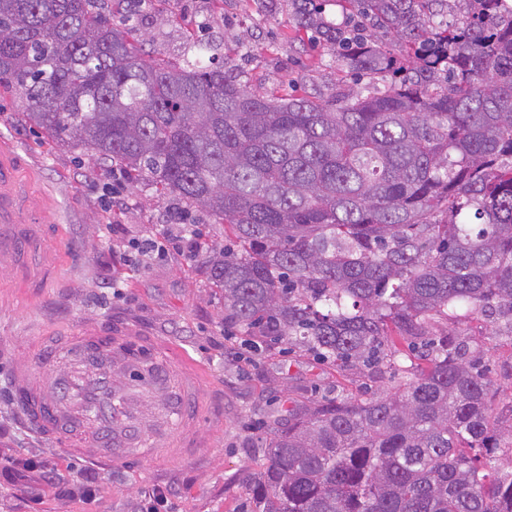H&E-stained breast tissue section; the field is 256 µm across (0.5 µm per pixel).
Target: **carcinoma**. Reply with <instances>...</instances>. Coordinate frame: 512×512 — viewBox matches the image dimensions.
I'll use <instances>...</instances> for the list:
<instances>
[{
	"label": "carcinoma",
	"mask_w": 512,
	"mask_h": 512,
	"mask_svg": "<svg viewBox=\"0 0 512 512\" xmlns=\"http://www.w3.org/2000/svg\"><path fill=\"white\" fill-rule=\"evenodd\" d=\"M342 2L401 57L320 0H291L296 29L352 70L396 74L383 89L259 95L212 61L146 58L97 0H0V95L25 100L45 142L224 225L223 246L199 243L224 320L336 365L378 371L401 343L414 351L380 396L293 409L250 512H512L491 381L436 331L463 308L512 337V14L501 0Z\"/></svg>",
	"instance_id": "cac0c4a2"
}]
</instances>
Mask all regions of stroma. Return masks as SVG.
I'll use <instances>...</instances> for the list:
<instances>
[{
  "label": "stroma",
  "instance_id": "obj_1",
  "mask_svg": "<svg viewBox=\"0 0 512 512\" xmlns=\"http://www.w3.org/2000/svg\"><path fill=\"white\" fill-rule=\"evenodd\" d=\"M113 22L141 28L145 52L168 65H184L196 53L193 40L223 61L228 74L269 96L330 100L369 88H384L388 77L354 73L335 47L297 31L290 0H103ZM24 103L0 99V141L14 146L33 172L32 194L48 204L39 220L57 228L44 251L26 250V265L50 252L60 270L37 296L21 288L16 273L0 268V444L4 455H41L57 469L60 488L41 503L27 505L0 477V512H248V489L264 467V447L287 425L292 409L316 399L371 396L397 385L409 361L376 372L360 365L338 366L302 351L281 352L225 322L224 303L200 261L171 255L144 266L127 264L129 239L155 238L174 198L157 199L148 186H114L112 167L77 149L50 147L26 122ZM136 320L164 337L196 363L203 394L224 396V423H201L209 446L192 461L124 466H91L30 427L14 400L12 373L43 342L42 326L76 330L89 321ZM492 382L491 400L502 428L512 427V338L491 336L483 320L461 316L448 323ZM96 470L99 487L85 500L74 488L84 471ZM169 487L166 502L150 495Z\"/></svg>",
  "mask_w": 512,
  "mask_h": 512
}]
</instances>
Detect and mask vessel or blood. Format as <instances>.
<instances>
[{"instance_id":"1","label":"vessel or blood","mask_w":512,"mask_h":512,"mask_svg":"<svg viewBox=\"0 0 512 512\" xmlns=\"http://www.w3.org/2000/svg\"><path fill=\"white\" fill-rule=\"evenodd\" d=\"M23 157L0 142V266L19 265V227L37 226L38 239L52 237L38 222L40 201L20 180ZM69 367L34 382L33 368L52 363L50 351L20 364L15 389L20 406L39 433L92 461L113 460L140 468L160 457L199 453L194 428L201 418L219 423L224 404L202 402L200 383L186 357L134 326H88L65 344ZM151 431V451L142 435Z\"/></svg>"}]
</instances>
